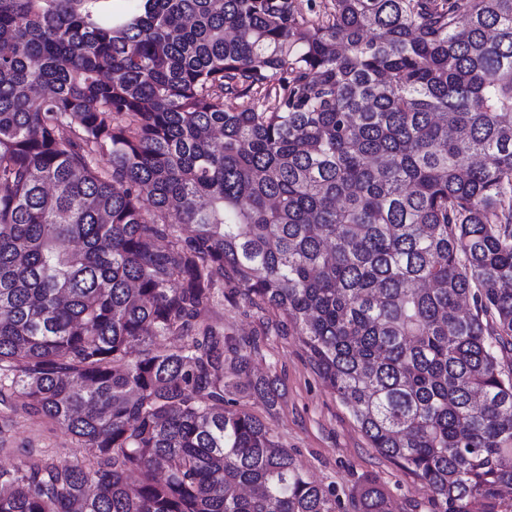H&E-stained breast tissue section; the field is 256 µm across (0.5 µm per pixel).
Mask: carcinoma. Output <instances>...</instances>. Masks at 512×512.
I'll list each match as a JSON object with an SVG mask.
<instances>
[{
	"label": "carcinoma",
	"instance_id": "obj_1",
	"mask_svg": "<svg viewBox=\"0 0 512 512\" xmlns=\"http://www.w3.org/2000/svg\"><path fill=\"white\" fill-rule=\"evenodd\" d=\"M112 2L0 0V402L89 453L0 466V512H336L199 319L231 293L434 512H498L512 0Z\"/></svg>",
	"mask_w": 512,
	"mask_h": 512
}]
</instances>
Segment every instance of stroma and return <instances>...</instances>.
<instances>
[{
	"label": "stroma",
	"mask_w": 512,
	"mask_h": 512,
	"mask_svg": "<svg viewBox=\"0 0 512 512\" xmlns=\"http://www.w3.org/2000/svg\"><path fill=\"white\" fill-rule=\"evenodd\" d=\"M202 318L231 336L262 335L260 313L241 300L218 301ZM263 337L252 367L279 379L282 393L265 420L311 480L336 489L341 512H353L351 495L368 481L384 490L395 512H433L428 485L371 447L351 412L316 375L297 338ZM37 451L73 462L87 456L86 448L63 428L27 415L21 407L0 404V466L16 464Z\"/></svg>",
	"instance_id": "1"
}]
</instances>
